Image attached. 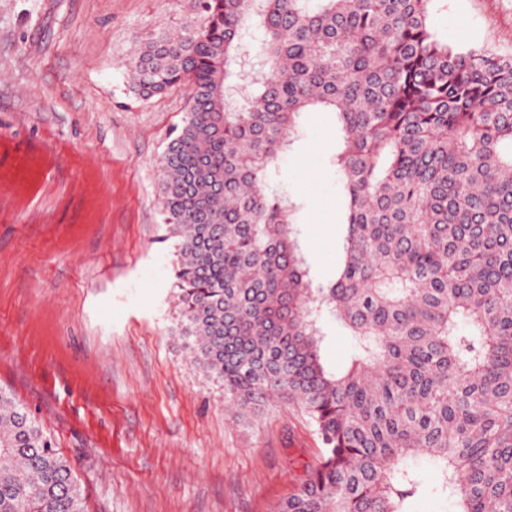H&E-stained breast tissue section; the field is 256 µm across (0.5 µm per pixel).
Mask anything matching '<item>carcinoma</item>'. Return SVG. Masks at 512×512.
<instances>
[{
  "label": "carcinoma",
  "mask_w": 512,
  "mask_h": 512,
  "mask_svg": "<svg viewBox=\"0 0 512 512\" xmlns=\"http://www.w3.org/2000/svg\"><path fill=\"white\" fill-rule=\"evenodd\" d=\"M428 2L190 0L181 31L130 62L139 98H187L159 172L189 362L236 420L295 404L322 445L275 512H512V53L450 46ZM254 23L264 76L232 101ZM309 109L342 132L328 285L266 191ZM328 322L353 342L340 370L320 355ZM0 512H84L44 425L1 386Z\"/></svg>",
  "instance_id": "obj_1"
}]
</instances>
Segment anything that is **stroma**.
Masks as SVG:
<instances>
[{"label":"stroma","mask_w":512,"mask_h":512,"mask_svg":"<svg viewBox=\"0 0 512 512\" xmlns=\"http://www.w3.org/2000/svg\"><path fill=\"white\" fill-rule=\"evenodd\" d=\"M429 13L451 45L512 50V0ZM189 19L188 0H0V385L44 424L86 512H271L321 448L293 406L233 419L179 336L159 160L186 99H140L129 62ZM297 124L271 185L329 282L346 212L336 115Z\"/></svg>","instance_id":"35a3bbf8"}]
</instances>
